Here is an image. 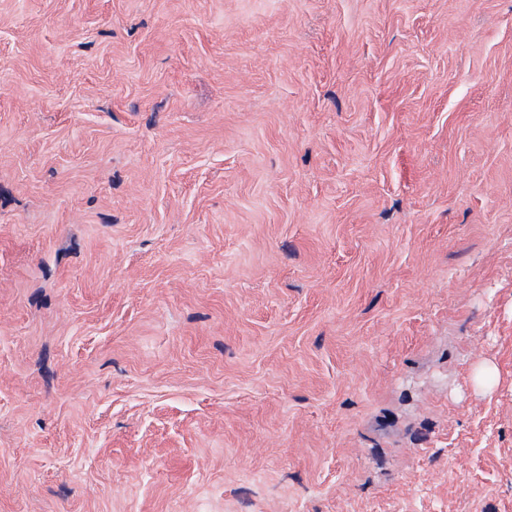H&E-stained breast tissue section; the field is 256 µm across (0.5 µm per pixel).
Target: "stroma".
Returning <instances> with one entry per match:
<instances>
[{"mask_svg": "<svg viewBox=\"0 0 512 512\" xmlns=\"http://www.w3.org/2000/svg\"><path fill=\"white\" fill-rule=\"evenodd\" d=\"M0 512H512V0H0Z\"/></svg>", "mask_w": 512, "mask_h": 512, "instance_id": "stroma-1", "label": "stroma"}]
</instances>
